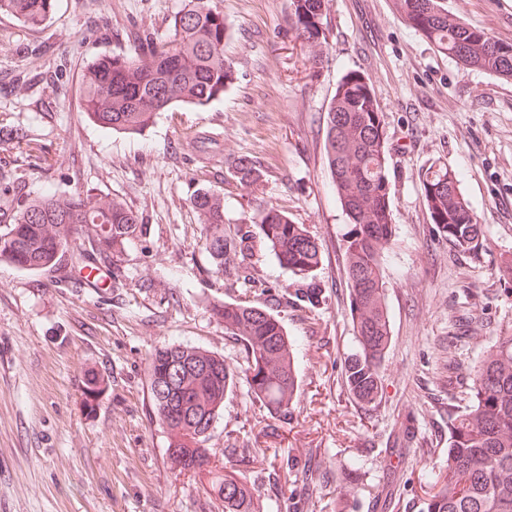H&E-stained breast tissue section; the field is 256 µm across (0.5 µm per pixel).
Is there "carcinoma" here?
<instances>
[{
  "instance_id": "cac0c4a2",
  "label": "carcinoma",
  "mask_w": 512,
  "mask_h": 512,
  "mask_svg": "<svg viewBox=\"0 0 512 512\" xmlns=\"http://www.w3.org/2000/svg\"><path fill=\"white\" fill-rule=\"evenodd\" d=\"M290 6L295 36L315 65L325 39V0H290ZM55 7L56 0H0V13L30 28L46 24ZM397 8L407 26L437 52L465 67L512 79V42L449 20L445 0H397ZM132 38L134 52L99 56L84 76L82 112L102 128L140 134L158 113L174 105L204 107L221 99L237 79L224 53L228 25L207 0H188L174 16L167 37L135 32ZM324 132L331 183L351 224L345 234L353 257L347 280L358 351L345 360V375L352 394L369 402L378 393L379 367L390 343L381 264L394 229L382 113L368 76L352 71L340 79L326 109ZM231 169L236 182L249 189L265 178L261 166L248 156L235 158ZM422 190L438 232L460 249L478 251L483 228L460 193L456 173L431 166ZM191 205L207 225L202 245L216 272L224 273L226 260H245L250 234L224 238V199L202 188ZM250 222L259 225L263 244L280 266L305 284L298 289L300 298L312 306L320 303L316 271L322 256L317 241L274 206L262 209ZM138 226L137 213L117 198L90 189L48 192L27 200L0 233V263L32 272L52 268L83 233L92 253L103 260ZM224 327L243 346L234 368L221 355L183 344L160 347L150 358V394L157 418L168 431V459L182 470L210 467L214 453L206 446L209 429L237 379L269 408L288 417L285 393L297 386L296 367L291 365L297 339L260 302L224 303ZM106 386L103 377L87 374L88 402ZM425 479L438 487L427 512H512V335L500 337L477 365L470 405L450 428L447 474ZM213 488L224 499V512H247L242 483L217 476Z\"/></svg>"
}]
</instances>
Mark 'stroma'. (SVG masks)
I'll list each match as a JSON object with an SVG mask.
<instances>
[{"mask_svg": "<svg viewBox=\"0 0 512 512\" xmlns=\"http://www.w3.org/2000/svg\"><path fill=\"white\" fill-rule=\"evenodd\" d=\"M229 27L238 78L223 99L159 113L129 136L84 121L81 74L132 52L130 33L167 35L185 0H57L32 29L0 13V197L90 189L139 215L137 237L86 266L81 237L50 269L0 265V512H224L207 472L170 466L148 365L182 343L235 365L240 342L216 306L261 302L295 350L299 386L279 420L239 382L208 442L213 465L247 490L248 512H426L428 473L445 471L449 426L473 367L512 334V81L461 70L400 18L394 0H329L317 67L292 30L290 0H209ZM448 16L512 40V0H448ZM366 73L384 116L395 237L382 263L391 341L369 403L345 380L358 343L329 187L324 113L341 76ZM252 157L263 183L241 189L230 163ZM433 165L460 170L484 230L475 253L431 223L421 189ZM224 198V235L251 234L246 261L215 268L190 200ZM286 212L322 253L312 306L245 225ZM93 370L109 388L85 407Z\"/></svg>", "mask_w": 512, "mask_h": 512, "instance_id": "1", "label": "stroma"}]
</instances>
